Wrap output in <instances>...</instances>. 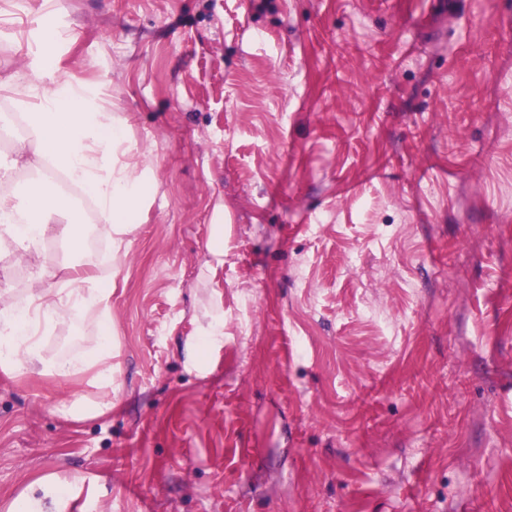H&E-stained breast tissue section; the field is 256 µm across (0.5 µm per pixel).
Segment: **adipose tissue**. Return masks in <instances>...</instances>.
Masks as SVG:
<instances>
[{"mask_svg":"<svg viewBox=\"0 0 512 512\" xmlns=\"http://www.w3.org/2000/svg\"><path fill=\"white\" fill-rule=\"evenodd\" d=\"M0 89L13 92L15 105L0 114V127L15 131L10 157L0 160V254L26 260L57 240L84 249L85 213L67 188L53 184L56 170L93 201L105 245L96 273L76 269L62 279L40 264L23 286L0 291V371L88 376L104 397L63 403L58 411L75 420L98 416L112 407V271L129 250L154 170L129 139L125 118L53 62L0 80ZM64 321L85 324L95 350L47 357L41 337ZM68 488L56 476L39 477L5 512H61Z\"/></svg>","mask_w":512,"mask_h":512,"instance_id":"1","label":"adipose tissue"}]
</instances>
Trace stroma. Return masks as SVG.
<instances>
[{
	"instance_id": "obj_1",
	"label": "stroma",
	"mask_w": 512,
	"mask_h": 512,
	"mask_svg": "<svg viewBox=\"0 0 512 512\" xmlns=\"http://www.w3.org/2000/svg\"><path fill=\"white\" fill-rule=\"evenodd\" d=\"M29 3L0 79L55 29L155 181L112 408L0 373V507L54 474L63 512H512V0Z\"/></svg>"
}]
</instances>
